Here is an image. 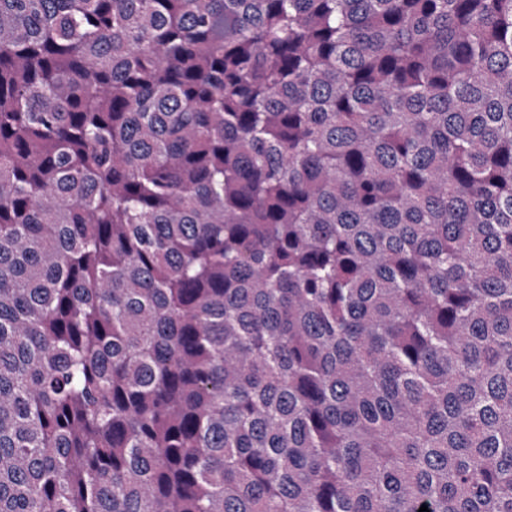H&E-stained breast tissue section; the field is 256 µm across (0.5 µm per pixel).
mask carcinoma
Here are the masks:
<instances>
[{
  "label": "carcinoma",
  "instance_id": "obj_1",
  "mask_svg": "<svg viewBox=\"0 0 512 512\" xmlns=\"http://www.w3.org/2000/svg\"><path fill=\"white\" fill-rule=\"evenodd\" d=\"M512 512V0H0V512Z\"/></svg>",
  "mask_w": 512,
  "mask_h": 512
}]
</instances>
